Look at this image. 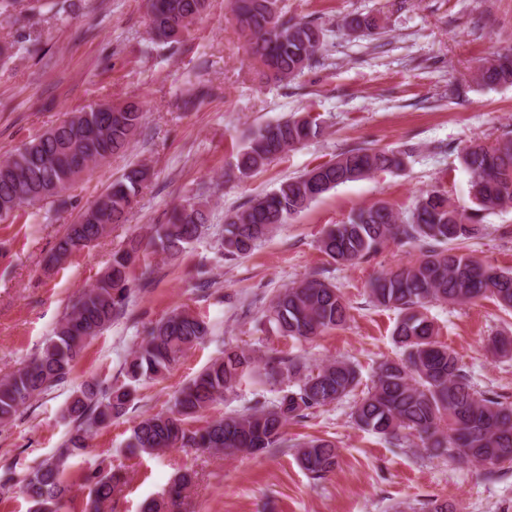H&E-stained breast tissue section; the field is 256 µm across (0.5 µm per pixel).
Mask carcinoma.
Wrapping results in <instances>:
<instances>
[{
    "instance_id": "1",
    "label": "carcinoma",
    "mask_w": 512,
    "mask_h": 512,
    "mask_svg": "<svg viewBox=\"0 0 512 512\" xmlns=\"http://www.w3.org/2000/svg\"><path fill=\"white\" fill-rule=\"evenodd\" d=\"M44 6L64 19L65 5L56 0H0V17L31 14ZM207 6L208 0H148L150 32L159 41L176 42ZM233 14L248 52L268 80L295 79L323 48L321 29L310 21L284 18L278 0H233ZM478 79L485 86L512 84V54L485 61ZM142 117V108L134 101L117 108L96 104L74 113L69 124H57L1 158L0 220L25 205L59 195L90 165L125 152L141 128ZM323 133L322 121L310 115L261 127L239 149L233 167L239 177L248 178ZM461 160L472 174L470 196L475 209L459 208L438 190L420 194L404 216L389 204L378 203L329 228L319 250L336 263L353 265L390 241L420 247L415 263L391 269L370 285L373 303L399 313L393 337L402 354L379 363L372 386L354 406V423L396 442L413 436L433 454L473 467L512 464V405L474 388L459 357L438 340V330L426 314L437 302L468 304L483 299L512 310V271L483 265L455 251V246L482 232L480 213L512 206V138L492 145L472 144L463 150ZM404 166L402 154L357 148L285 180L246 209L226 217L224 256L252 252L278 225L337 186ZM151 177L149 166L136 164L113 181L99 195L103 206L86 207L68 225L46 260L47 269L89 247L109 226L125 223ZM209 223L206 206L187 203L173 211L168 223L154 227L150 244L175 259L201 237ZM140 248L141 242L134 240L113 253L111 263L65 314L38 354L0 381V425L14 420L31 400L64 385L89 340L126 311L132 294L129 268ZM348 317L349 305L341 291L318 272L278 293L266 315L273 330L297 339L315 338L342 326ZM207 335L208 326L199 316L187 309L175 311L152 327L137 346L125 368L127 381H96L74 390L62 414L74 425L73 432L22 480L30 512H61L70 491L65 480L67 462L87 448L90 432L126 413L136 382L163 376ZM489 347L503 357L512 356L509 336L490 338ZM256 375L270 384L293 379L294 388L269 405L194 426L200 416L224 401L226 393ZM359 384V373L347 360L309 366L273 352L260 367L251 352L226 350L224 357L182 388L173 408L134 425L127 452L201 448L252 455L286 448L288 420L343 400ZM297 457L310 477L320 480L336 469L339 454L335 442L313 438L297 444ZM192 483L190 471L178 473L165 496L148 502L144 512H175L185 505ZM91 484V509L106 512L119 477L105 466L91 477Z\"/></svg>"
}]
</instances>
